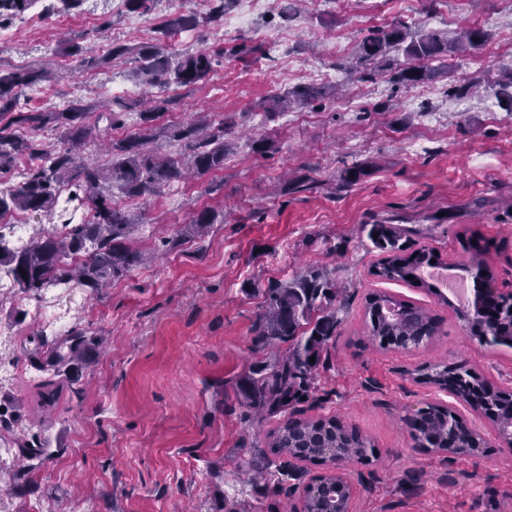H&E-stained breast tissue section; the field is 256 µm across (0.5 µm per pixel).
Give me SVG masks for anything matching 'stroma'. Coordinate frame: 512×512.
I'll return each instance as SVG.
<instances>
[{"label":"stroma","mask_w":512,"mask_h":512,"mask_svg":"<svg viewBox=\"0 0 512 512\" xmlns=\"http://www.w3.org/2000/svg\"><path fill=\"white\" fill-rule=\"evenodd\" d=\"M52 0L0 24V71L58 72L24 89L21 112L62 110L73 101L95 122L102 103L140 102L153 88L137 84L125 59L62 70L68 41L91 56L118 41H153L162 18L207 12V0H159L152 14L126 13L124 0H83L71 12H48ZM246 14L231 0L223 22L177 35L176 52L215 51L207 81L170 86L159 125L208 113L227 123L231 149L223 170L179 182L149 200L114 194L139 219L135 246L154 261L101 293L87 295L76 316L107 340L83 374L81 398L62 399L42 421L57 452L22 492L6 495L9 512H290L293 500L252 480V450L277 418L244 420L236 385L268 365L251 327L270 284L317 265L342 288L346 310L334 345L322 355L315 397L305 416L334 415L375 447L367 463L340 467L354 486L351 512H512V449L484 418L411 372L437 361H467L496 387L512 392V349L496 350L462 330L453 310L422 288L384 282L371 273L379 254L362 227L388 220L407 228L409 249L426 247L445 262L461 261L458 241L471 230L488 241L494 288L512 292V112L493 93L464 98L451 88L479 76L496 80L512 65V0H306L284 17V0H263ZM402 21L417 31L456 36L487 30L477 50L450 60L433 80L405 89L387 77L363 82L338 69L367 31ZM348 49L337 53L336 40ZM321 83L327 95L308 107L270 117L264 98ZM272 142L269 152L254 148ZM364 173L347 190V168ZM308 190L280 194L284 174ZM203 207L218 215L201 242L166 251ZM384 291L429 308L441 320L432 344L410 353L384 352L363 334L365 297ZM439 401L490 444L482 457H450L414 447L404 416Z\"/></svg>","instance_id":"obj_1"}]
</instances>
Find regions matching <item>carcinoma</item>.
<instances>
[{"label":"carcinoma","instance_id":"obj_1","mask_svg":"<svg viewBox=\"0 0 512 512\" xmlns=\"http://www.w3.org/2000/svg\"><path fill=\"white\" fill-rule=\"evenodd\" d=\"M33 0H0V21L23 15ZM207 18L195 12L169 14L157 32L164 38L172 33L194 29L224 17L231 0H210ZM488 33L482 28H466L457 37L436 31H410L399 22L378 28L364 36L357 45L354 61L340 69L374 81L384 71L398 86H414L433 79L437 69L432 63L475 50L482 46ZM400 51L404 60L392 56ZM66 54L87 65H105L118 56L132 55L138 62L134 74L146 86L167 87L174 83L193 86L206 81L212 72V54L207 51L185 53L172 58L161 44L142 43L135 47L111 45L98 58L83 57L76 42L66 47ZM46 79L38 69L0 71V173L8 172L21 161H29L22 180L17 184L0 183V213L20 211L43 220L37 232L20 243L0 237V276L9 279L10 290L27 299L44 300L51 288H82L98 292L112 286L131 270L140 266L145 255L130 244L139 224L125 210L112 205L113 191L118 189L131 198L148 199L190 175L203 176L224 168L227 145L226 128L207 129L191 119L178 126L162 129L168 141L180 144L178 156H161L150 146L156 120L168 110L170 100L162 95L149 99V107L138 113L143 134L105 140L110 160L106 165L80 159V150L96 132L86 122V108L78 101L61 112H16L19 93ZM499 103L512 112V67L501 79L489 85ZM325 88L314 84L298 86L283 95L270 98V114L293 107H304L323 97ZM131 106L122 100L112 101V108L101 114L106 120L103 134L125 125ZM13 125H28L35 131L52 128L62 132V146L48 147L11 131ZM218 217L211 209H202L192 218L187 233L202 241ZM65 228L57 231V225ZM363 230L381 258L372 274L380 279L405 282L424 265L440 262L434 251L423 248L411 253L401 243L405 229L396 224H366ZM469 255L465 266L475 272L479 287L465 306L454 308L462 328L480 343L512 349V294L488 291L493 271L484 260L487 242L475 235L459 238ZM27 276H22V273ZM344 303L328 272L318 266L288 282L271 284L266 289L262 311L252 325L253 344L259 351L282 344L285 353L269 365L253 371L237 385L244 418L262 419L282 413L283 420L266 435L263 448L254 449L257 474L267 486L283 488L298 480L302 472L297 463L312 465L362 461L374 453V445L354 427L344 425L334 416L306 418L297 405L310 397L322 362L323 352L336 342L341 321L338 312ZM493 310L495 315L483 310ZM365 334L368 340L385 351H412L428 345L440 333V319L425 307L392 295L375 292L366 296L363 305ZM103 337L75 323L68 331L56 334L40 327L25 337L22 345L11 338L3 342L0 361H29L45 374L37 384V408L49 413L58 407L61 396L69 392L81 395L82 370L96 362L102 352ZM315 360H310V357ZM421 382L431 384L467 403L492 423L500 435L512 426V393L494 386L468 367L467 362L453 364L440 361L418 369ZM405 423L416 446L427 452L452 456L483 454L488 448L484 437L459 427L453 410L441 403H426L406 415ZM18 469L12 471L9 487L15 481L40 468L58 448H47L39 432H24L14 439ZM352 484L340 474L315 475L303 487L300 507L292 512H331L338 502L342 512H349Z\"/></svg>","mask_w":512,"mask_h":512}]
</instances>
